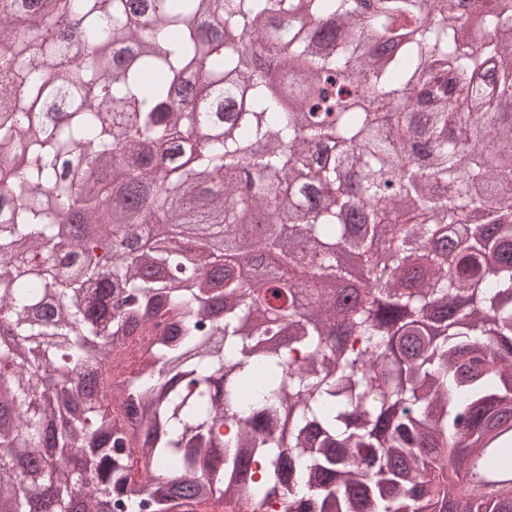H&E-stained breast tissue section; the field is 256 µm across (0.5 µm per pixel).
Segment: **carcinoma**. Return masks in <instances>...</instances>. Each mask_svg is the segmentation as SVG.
Segmentation results:
<instances>
[{"mask_svg": "<svg viewBox=\"0 0 512 512\" xmlns=\"http://www.w3.org/2000/svg\"><path fill=\"white\" fill-rule=\"evenodd\" d=\"M359 2L0 0L9 512H512L459 487L512 423V0Z\"/></svg>", "mask_w": 512, "mask_h": 512, "instance_id": "obj_1", "label": "carcinoma"}]
</instances>
